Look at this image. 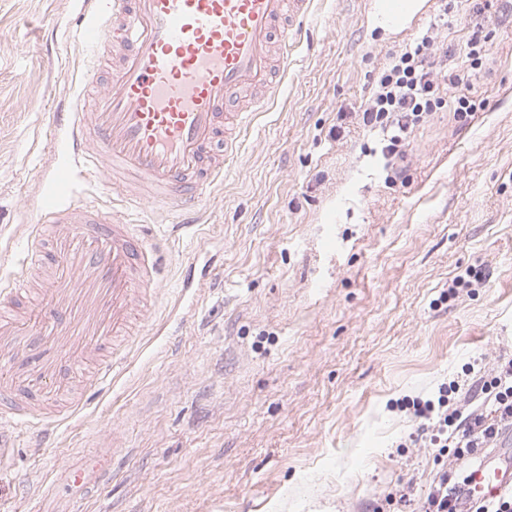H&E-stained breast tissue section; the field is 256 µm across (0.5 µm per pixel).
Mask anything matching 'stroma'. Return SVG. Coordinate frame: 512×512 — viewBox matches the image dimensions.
I'll return each mask as SVG.
<instances>
[{"instance_id":"1","label":"stroma","mask_w":512,"mask_h":512,"mask_svg":"<svg viewBox=\"0 0 512 512\" xmlns=\"http://www.w3.org/2000/svg\"><path fill=\"white\" fill-rule=\"evenodd\" d=\"M425 3L400 34L373 0H317L198 223L133 213L163 245L153 316L119 342L109 387L75 383L81 412L12 428L0 512H27L96 434L120 447L112 482L74 512H421L457 461L414 445L403 401L512 359V25L497 20L512 0L488 14L482 109L420 125L404 181H387L378 135L353 117L386 52L436 15ZM80 14L79 0H0V278L34 246L48 109L93 58ZM201 254L210 275L181 292Z\"/></svg>"}]
</instances>
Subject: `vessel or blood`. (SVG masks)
<instances>
[{"mask_svg":"<svg viewBox=\"0 0 512 512\" xmlns=\"http://www.w3.org/2000/svg\"><path fill=\"white\" fill-rule=\"evenodd\" d=\"M79 41L118 48L112 75L82 74V96L52 111L58 162L42 185L27 274L49 273L34 295L0 289V430L15 421L65 420L78 364L98 387L111 376L103 352L129 335L156 288L154 248L134 236L129 208L153 203L196 213L224 181L240 134L274 100L275 71L306 33L315 0H85ZM411 0H383L395 29ZM119 190L117 210L73 203L76 168ZM115 451L98 448L57 466L31 512H73L112 480ZM469 500L512 491V468L468 465Z\"/></svg>","mask_w":512,"mask_h":512,"instance_id":"b4317fda","label":"vessel or blood"}]
</instances>
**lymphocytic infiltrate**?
I'll use <instances>...</instances> for the list:
<instances>
[{
	"mask_svg": "<svg viewBox=\"0 0 512 512\" xmlns=\"http://www.w3.org/2000/svg\"><path fill=\"white\" fill-rule=\"evenodd\" d=\"M485 9L484 0H470V34L460 52L441 47L438 30L446 19L440 15L401 49L388 53L374 77L359 116L364 126L383 132L381 154L393 178L403 176L395 160L427 116L449 111L460 119L475 111L470 71L484 63ZM412 406L420 420L416 440L424 447L459 452L495 447L503 432L512 431V360L486 362L468 388L453 382L440 387L437 399H416ZM467 481L463 471L441 472L422 512H463L460 495Z\"/></svg>",
	"mask_w": 512,
	"mask_h": 512,
	"instance_id": "f902f5d3",
	"label": "lymphocytic infiltrate"
}]
</instances>
